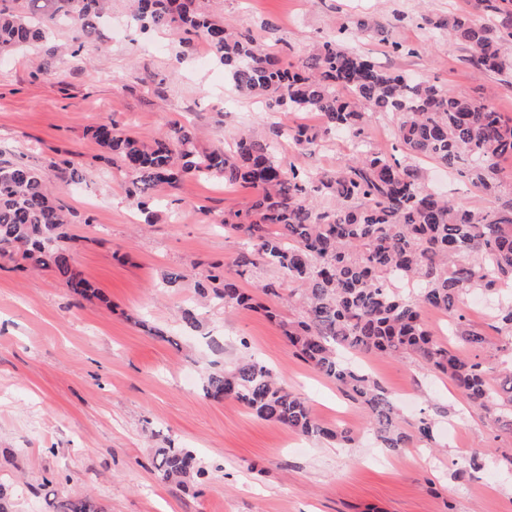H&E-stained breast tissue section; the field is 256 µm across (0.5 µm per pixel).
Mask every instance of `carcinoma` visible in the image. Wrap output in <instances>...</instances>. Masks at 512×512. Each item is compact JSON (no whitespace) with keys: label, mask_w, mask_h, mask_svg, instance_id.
Returning a JSON list of instances; mask_svg holds the SVG:
<instances>
[{"label":"carcinoma","mask_w":512,"mask_h":512,"mask_svg":"<svg viewBox=\"0 0 512 512\" xmlns=\"http://www.w3.org/2000/svg\"><path fill=\"white\" fill-rule=\"evenodd\" d=\"M140 33H181L183 51L207 45L224 65L238 92L263 98L272 112H315L319 123L270 125L264 135L246 133L226 149H200L196 133L175 125L150 140L102 121L91 138L112 154V168L129 184L128 196L143 212L162 203L156 189L190 175L222 180L255 191L254 200L224 211V231L242 239L231 268L212 263L196 280V293L224 310L263 309L238 278L258 265L278 277L259 286L271 300L288 291L296 314L280 320L296 355L336 382L370 414L381 447L399 454L415 442H433V423L419 418L415 431L400 423L385 389L364 371L344 364L341 349L402 361L450 379L474 406L495 415L512 433V370L499 386L487 368L463 358L437 337L422 310L452 314V335L472 347L487 336L472 328L461 296L472 288L500 292L512 285V198L494 212L468 206L423 186L420 170L391 152L366 144L371 112L398 119L397 142L405 157L430 159L466 177L487 195L500 188L498 164L512 159V117L484 103L455 95L425 77L391 72L346 50L339 37L318 43L297 64H284L262 50L248 29H231L211 9L213 0H130ZM112 0H0V56L47 40L57 29L72 34V52L105 49L104 30ZM424 26L460 41L471 51L478 73H512L502 53L512 43V0H471V9ZM344 131L356 157L312 179L298 161L284 162L281 141L299 156ZM69 220L45 175L0 162V258L20 257L23 268L52 270L72 296L95 289L73 265ZM473 258L465 263L463 259ZM498 333L512 345V301L501 309ZM204 396L232 400L251 414L296 434L338 444L349 431L324 426L300 394L280 385L260 358L248 356L215 371L202 385ZM156 477L185 483L206 474L188 448L155 449ZM57 512H98L90 497H60Z\"/></svg>","instance_id":"obj_1"}]
</instances>
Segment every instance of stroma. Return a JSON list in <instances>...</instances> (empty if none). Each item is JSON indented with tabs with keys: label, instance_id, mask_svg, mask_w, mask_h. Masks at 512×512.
Here are the masks:
<instances>
[{
	"label": "stroma",
	"instance_id": "obj_1",
	"mask_svg": "<svg viewBox=\"0 0 512 512\" xmlns=\"http://www.w3.org/2000/svg\"><path fill=\"white\" fill-rule=\"evenodd\" d=\"M467 7V0L218 4L226 24L249 29L270 54L297 62L337 32L348 51L512 116L511 74L475 73L463 44L421 27L423 18ZM362 21L372 35L358 36ZM70 40L56 31L0 66V161L60 185L77 239L75 267L97 290L77 299L52 271L0 262V484L11 489L15 512H53L62 491L92 497L101 512H512V466L504 461L512 433L448 379L411 361L352 356L389 393L406 430L420 414L434 419L435 449L395 456L370 433L367 410L296 357L263 312L199 306L194 281L241 245L225 233L224 212L249 202L252 189L187 177L145 214L128 200L111 155L87 135L103 120L142 136L177 122L209 149L264 132L276 119L265 102L240 94L201 49L182 53L167 30L135 42L108 39L101 55L60 52ZM279 153L319 173L354 149L339 134L302 158L287 141ZM64 160L73 174L59 172ZM419 167L426 186L478 209L512 197L508 159L495 196L449 179L434 161ZM172 271L184 279L170 287L163 276ZM188 309L198 311L199 328L185 327ZM247 352L303 393L325 426L350 431L352 444L308 440L234 401L204 397V376ZM170 441L193 449L207 476L182 488L160 482L153 455ZM482 446L490 450L484 466L469 468L466 449Z\"/></svg>",
	"mask_w": 512,
	"mask_h": 512
}]
</instances>
